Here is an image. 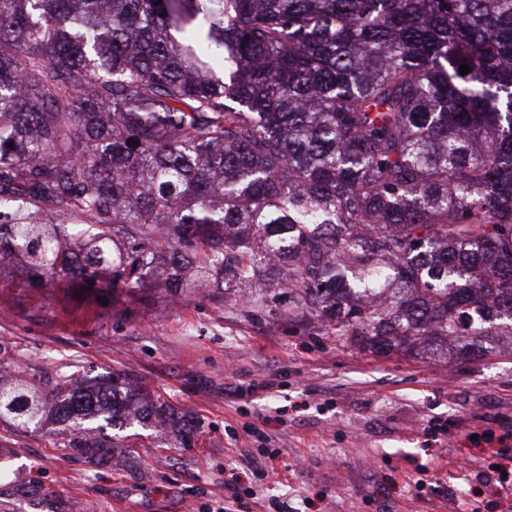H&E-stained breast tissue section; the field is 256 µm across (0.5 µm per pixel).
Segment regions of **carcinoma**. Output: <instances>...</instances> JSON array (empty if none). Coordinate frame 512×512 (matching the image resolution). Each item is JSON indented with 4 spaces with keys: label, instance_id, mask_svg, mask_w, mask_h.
<instances>
[{
    "label": "carcinoma",
    "instance_id": "cac0c4a2",
    "mask_svg": "<svg viewBox=\"0 0 512 512\" xmlns=\"http://www.w3.org/2000/svg\"><path fill=\"white\" fill-rule=\"evenodd\" d=\"M17 259L482 353L512 336V0H0L1 280ZM39 384L0 381V421L87 458L119 422L196 433L134 379Z\"/></svg>",
    "mask_w": 512,
    "mask_h": 512
}]
</instances>
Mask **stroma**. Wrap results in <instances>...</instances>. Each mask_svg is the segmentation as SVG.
<instances>
[{"label": "stroma", "mask_w": 512, "mask_h": 512, "mask_svg": "<svg viewBox=\"0 0 512 512\" xmlns=\"http://www.w3.org/2000/svg\"><path fill=\"white\" fill-rule=\"evenodd\" d=\"M25 279L17 266L0 282L8 379L130 375L199 433L175 448L128 428L96 460L0 423V512H512L482 473L487 447L512 449L510 341L466 359L374 353L278 288L251 298L214 280L104 305ZM261 447L282 451L273 477L249 471Z\"/></svg>", "instance_id": "stroma-1"}]
</instances>
